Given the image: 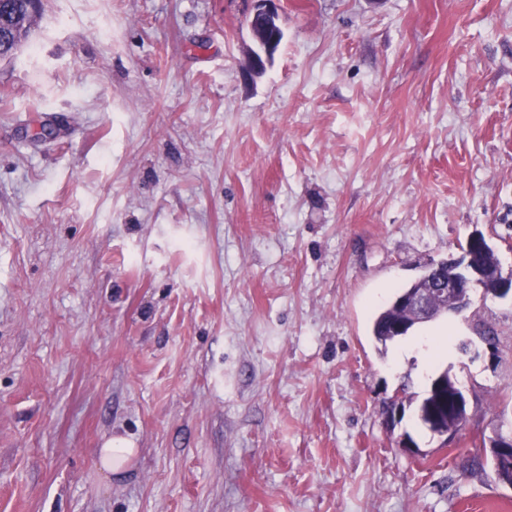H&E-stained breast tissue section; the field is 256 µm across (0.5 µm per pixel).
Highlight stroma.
I'll list each match as a JSON object with an SVG mask.
<instances>
[{
	"instance_id": "35a3bbf8",
	"label": "stroma",
	"mask_w": 512,
	"mask_h": 512,
	"mask_svg": "<svg viewBox=\"0 0 512 512\" xmlns=\"http://www.w3.org/2000/svg\"><path fill=\"white\" fill-rule=\"evenodd\" d=\"M255 7L44 0L0 60V512H512V301L371 335L471 234L512 267V0H281L259 74ZM432 280L433 276L422 275L417 281L412 282L407 287L398 289L390 304L375 317L372 325V336L380 353H384L388 342L401 337L392 336V323L400 318H408V311L400 308L398 305L399 298L405 293L429 288ZM440 376L441 375H439L438 377H436L435 379L432 380V383H431L429 389L427 390L426 395L423 397L418 410L420 411L422 405L426 401H429L432 404H434L435 399L437 397H444V395L447 394V392L449 394L455 387V394L449 404H448V400L446 401L445 399H443L438 403V407L429 406L428 412H424L423 415L426 418L427 426L429 428H432L433 424L436 420L438 410L441 409V410L447 411L448 413L443 414L440 421L438 422L437 429L439 431H441V433H443V432L448 433V428H452L453 431L456 432L457 430H459L461 428L462 424L464 423V417L460 416V415H454V414H457V413L462 414L463 410H465L464 415L467 418L469 401H468L466 395L464 394V392L462 391V389L458 385H456L457 382L455 380L451 379L450 377H448V387H446V389H444L441 393H434L433 396H430L431 389L437 383ZM451 411L454 414L448 415L449 413H451ZM128 444L127 437L118 434L106 440L103 448L98 449L102 469L109 474L118 472L122 465L116 464L115 458L121 456L126 461L134 452V448H126Z\"/></svg>"
}]
</instances>
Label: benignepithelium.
<instances>
[{"instance_id":"benign-epithelium-1","label":"benign epithelium","mask_w":512,"mask_h":512,"mask_svg":"<svg viewBox=\"0 0 512 512\" xmlns=\"http://www.w3.org/2000/svg\"><path fill=\"white\" fill-rule=\"evenodd\" d=\"M258 7L252 14V19L262 23V29L253 31L255 49L251 52V70L262 72L267 61L279 48L278 37L270 35V31L280 28L278 23L280 0H257ZM490 242L481 235H472L467 242L466 250L460 259L447 263V272H441V264L434 265L438 272L435 286L432 291L440 296L448 298V312L458 313L465 309L470 302V295L474 287L479 286L484 294L494 298L512 297V269L503 272L502 267H497L494 275H489L488 270L472 262V250L487 248ZM402 304L411 308L414 316L420 322H426L432 316V305L429 295L426 293L407 294ZM469 401L460 387H455V394L451 401L441 400L438 406H431L424 413L426 424L433 427L438 410L453 412L455 414L468 410ZM497 457L503 464L512 463V435H498L496 438Z\"/></svg>"}]
</instances>
